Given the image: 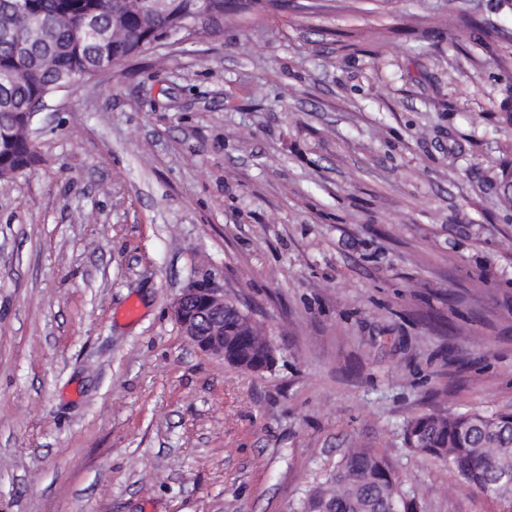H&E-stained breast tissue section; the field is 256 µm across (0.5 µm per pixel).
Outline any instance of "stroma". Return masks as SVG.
<instances>
[{
  "label": "stroma",
  "instance_id": "1",
  "mask_svg": "<svg viewBox=\"0 0 512 512\" xmlns=\"http://www.w3.org/2000/svg\"><path fill=\"white\" fill-rule=\"evenodd\" d=\"M32 129L0 180V512H294L353 448L418 512H512L402 439L512 410L511 7L203 16ZM202 278L274 371L182 335Z\"/></svg>",
  "mask_w": 512,
  "mask_h": 512
}]
</instances>
